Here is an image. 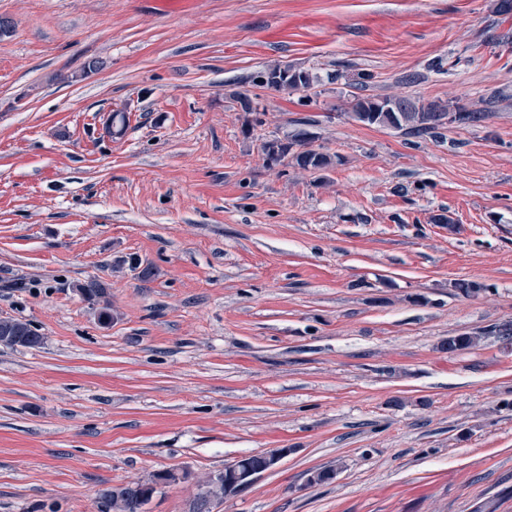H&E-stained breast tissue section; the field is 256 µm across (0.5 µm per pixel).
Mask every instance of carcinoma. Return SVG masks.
<instances>
[{
    "label": "carcinoma",
    "mask_w": 512,
    "mask_h": 512,
    "mask_svg": "<svg viewBox=\"0 0 512 512\" xmlns=\"http://www.w3.org/2000/svg\"><path fill=\"white\" fill-rule=\"evenodd\" d=\"M296 70L299 77L292 81L291 88L309 91L319 84L320 78L307 69L293 65H278L254 73L249 81L256 87H264L262 77L267 73H276L283 69ZM351 117L367 126L392 128L405 135L434 138L441 136L445 124L440 122L445 108L436 103L424 104L420 101L405 97H363L357 93L351 94L349 101ZM298 128L286 134L282 139L267 141L263 145L265 162L269 167L292 165L306 171L324 170L333 164L332 157L311 147L312 137L303 126L312 124L310 119L295 121ZM105 284L92 279L77 286V290L92 305L101 306L99 318L105 323L112 322L111 304L106 298H101ZM0 329L8 332L24 347H37L42 344L43 336L31 323L22 319L6 316L0 317ZM487 336H512V324L503 323L491 326L478 332L450 336L441 344V348L450 352L469 349L477 346ZM143 495L140 485H124L109 487L99 493L102 512H141Z\"/></svg>",
    "instance_id": "carcinoma-1"
}]
</instances>
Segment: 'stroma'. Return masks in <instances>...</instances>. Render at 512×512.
I'll list each match as a JSON object with an SVG mask.
<instances>
[{
	"label": "stroma",
	"instance_id": "obj_1",
	"mask_svg": "<svg viewBox=\"0 0 512 512\" xmlns=\"http://www.w3.org/2000/svg\"><path fill=\"white\" fill-rule=\"evenodd\" d=\"M498 2L0 0V316L43 337L0 345V512H100L163 471L147 512H192L273 448L213 512H512V339L441 348L512 321ZM285 64L323 85L246 81ZM354 82L502 99L414 138L353 120ZM306 117L334 164L267 167ZM93 278L111 324L76 290ZM486 336H498L508 338L512 336V324L503 323L491 326L478 332L461 334L448 337V340L441 344V348L448 352H456L477 346ZM286 454L287 451L283 448L262 453L263 464L260 467L248 465L244 456L225 464L224 470L211 476L214 481L211 479L205 481L209 494L216 498H222L224 491L226 496L242 492L254 482L257 475L272 469ZM179 477L172 471L161 472L155 475L153 480L141 483L146 492L143 494L139 484L109 487L99 493L102 512H141V499L149 502L156 493L158 487L174 483ZM146 502V503H147ZM146 503L144 505H146ZM143 505V506H144ZM142 506V508H143Z\"/></svg>",
	"mask_w": 512,
	"mask_h": 512
}]
</instances>
